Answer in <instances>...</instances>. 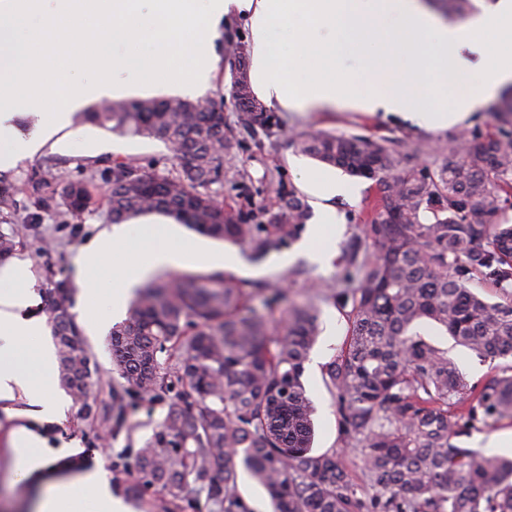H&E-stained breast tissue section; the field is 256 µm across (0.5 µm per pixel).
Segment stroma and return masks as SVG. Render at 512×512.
Returning a JSON list of instances; mask_svg holds the SVG:
<instances>
[{"mask_svg":"<svg viewBox=\"0 0 512 512\" xmlns=\"http://www.w3.org/2000/svg\"><path fill=\"white\" fill-rule=\"evenodd\" d=\"M249 28L244 20L225 22L214 47L220 57L213 87L207 91L210 99L224 102V120L235 124L236 112L231 99V72L237 51L247 48ZM494 119L488 107H481L464 123L444 129L427 130L400 120L367 116L359 112L336 111L315 115L307 119L280 117L279 126L269 138H254L245 131H238L240 147L224 160L223 178L211 184L210 192L224 203L251 216L253 223L263 220L264 210L276 207L278 193L282 190H300V168L312 165V158L296 152L294 137L315 131L334 134L363 136L387 141L410 166L433 165L440 162L439 148L451 138L486 132ZM70 148H42L35 156L22 159L15 168L0 173V180L16 186V208L12 222L19 224L24 240L20 253L31 261L32 271L40 291H48L52 280L44 271L52 269L54 280L67 283L72 305H79L80 290L74 284L73 260L86 246L111 224L107 216L101 191L112 181L110 167L113 159L132 157L146 168L160 172L176 170L179 162L173 151L162 141L147 137L121 136L90 124H69L67 128ZM93 160V168H84L85 160ZM55 165L57 180L44 186L40 195H31L26 184L34 173L46 165ZM91 181L97 195L88 210L78 216L65 212L64 208H43L38 196L58 197L61 179ZM352 183L354 193L337 198L336 216L340 221L336 236V248L327 263L319 264L310 258L307 241L297 242L291 249L293 260L280 264L279 250L270 251L263 261H253L247 249L195 233L185 225L175 227V233L187 245L199 246L203 251L220 259L233 254L243 266L234 270V277L241 282L266 281L284 289L288 300L312 301L319 310L322 333L312 349L305 365L303 382L314 408L315 437L312 447L323 452L338 447L336 407L333 395L324 382V366L339 351L349 328L347 310L338 308L329 299L336 276L342 270L341 259L351 241L361 236V226L372 215L378 198L374 181L356 177ZM419 332L439 347L447 349L460 371L472 382H484L505 367V360L491 361L454 343L445 330L433 323L424 322ZM166 411L165 401L144 397L135 403L132 419L136 428L131 436H119L102 440L100 427L84 424L78 417L77 407H69L65 420L54 426L49 438L53 441H74L87 456H101L112 483L115 496L124 498L131 512H156L140 499L129 495L127 488L133 479L129 470L135 451L151 435L157 422Z\"/></svg>","mask_w":512,"mask_h":512,"instance_id":"35a3bbf8","label":"stroma"}]
</instances>
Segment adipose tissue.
Returning a JSON list of instances; mask_svg holds the SVG:
<instances>
[{
    "instance_id": "adipose-tissue-1",
    "label": "adipose tissue",
    "mask_w": 512,
    "mask_h": 512,
    "mask_svg": "<svg viewBox=\"0 0 512 512\" xmlns=\"http://www.w3.org/2000/svg\"><path fill=\"white\" fill-rule=\"evenodd\" d=\"M231 15L250 23L253 92L280 112H379L445 129L512 85V0H490L463 22L435 15L425 0H0V171L33 155L82 103L158 86L204 93L217 71L212 44ZM490 32L502 35L498 47L488 46ZM354 55L373 84L363 95L345 67ZM75 69L91 80L69 81ZM458 77L474 84L449 95ZM22 114L34 120L26 136L15 125ZM301 182L318 203L314 251L323 260L336 244L332 202L351 188L311 167ZM135 221L104 230L75 258L83 298L103 267L112 270L113 295L126 299L156 270L209 263L175 239L171 216ZM41 304L30 259L1 261L0 414L19 422L10 433L16 480L33 492L31 512H128L102 463L62 472L74 449L48 443L65 402L52 385L57 358ZM18 398L26 410L13 408Z\"/></svg>"
}]
</instances>
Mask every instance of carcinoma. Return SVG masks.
I'll use <instances>...</instances> for the list:
<instances>
[{
    "mask_svg": "<svg viewBox=\"0 0 512 512\" xmlns=\"http://www.w3.org/2000/svg\"><path fill=\"white\" fill-rule=\"evenodd\" d=\"M224 102L104 101L74 119L120 134L154 137L179 158L175 173L112 161L104 196L112 223L164 212L196 232L250 248L261 261L295 244L310 218L305 199L281 195L265 223L206 189L224 175L239 141L224 133ZM236 122L269 136L274 116L235 99ZM501 125L462 149L453 138L442 162L404 167L385 141L323 132L296 149L353 177L377 171L379 204L363 225L369 248L352 243L332 295L351 307L352 328L325 365L341 447L354 450L361 482L341 452H315L312 402L302 377L321 330L314 303L287 305L283 291L226 273L177 274L138 289L126 320L112 326L108 399L92 398L96 363L70 313L68 289L48 292L46 310L59 376L79 416L117 435L131 431V400L168 399L167 411L134 456L131 492H160L162 512H251L238 469L270 494L275 512H512V459L460 442L489 419L512 417V365L470 382L448 352L413 332L420 320L445 329L478 356L512 359V96ZM90 184L63 182L60 205L80 214ZM14 205L0 189V260L20 238ZM490 285V302L471 289ZM259 301L260 307L251 305Z\"/></svg>",
    "mask_w": 512,
    "mask_h": 512,
    "instance_id": "obj_1",
    "label": "carcinoma"
}]
</instances>
